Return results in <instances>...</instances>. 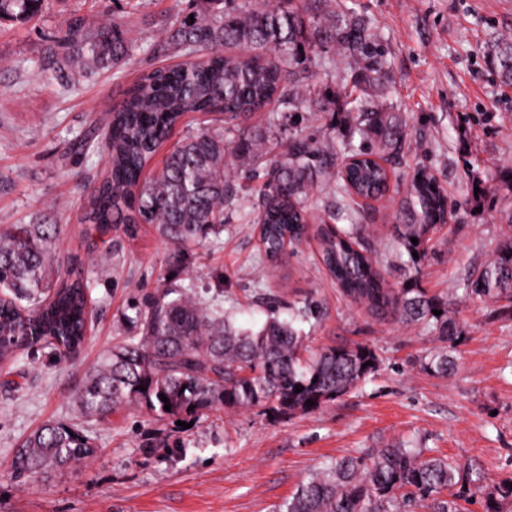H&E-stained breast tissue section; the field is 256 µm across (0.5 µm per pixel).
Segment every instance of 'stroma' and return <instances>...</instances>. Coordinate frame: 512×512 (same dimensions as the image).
<instances>
[{"instance_id": "stroma-1", "label": "stroma", "mask_w": 512, "mask_h": 512, "mask_svg": "<svg viewBox=\"0 0 512 512\" xmlns=\"http://www.w3.org/2000/svg\"><path fill=\"white\" fill-rule=\"evenodd\" d=\"M385 45L394 100L412 141L390 196L363 219L386 287L403 276L389 237L413 171L430 169L461 207L436 235L419 285L447 298L461 335L447 376L424 369L440 343L419 325L379 320L342 298L315 264L313 237L285 267L257 261L254 201L225 214L219 240L173 247L151 227L99 234L84 221L88 197L106 175L98 131L139 75L176 63L154 49L159 34L189 9L187 0H44L24 24L0 26V229L59 227L56 259L79 260L93 280L88 339L74 358L20 351L0 365V512H277L315 471L343 456L400 443L431 448L481 467L488 485L512 477V308L465 295L462 286L507 234L512 192V86L491 54L512 38V0H352ZM87 18L130 30L133 47L116 66L70 85L42 69L63 64L68 22ZM240 327L257 328L270 303L298 313L306 343L362 344L380 366L361 387L319 411L272 417L262 409L215 407L190 428L128 409L99 422L75 402L82 380L133 331L143 295L164 273ZM48 421L84 427L98 452L66 474L22 483L10 464L21 441Z\"/></svg>"}]
</instances>
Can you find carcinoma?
Returning a JSON list of instances; mask_svg holds the SVG:
<instances>
[{
	"instance_id": "obj_1",
	"label": "carcinoma",
	"mask_w": 512,
	"mask_h": 512,
	"mask_svg": "<svg viewBox=\"0 0 512 512\" xmlns=\"http://www.w3.org/2000/svg\"><path fill=\"white\" fill-rule=\"evenodd\" d=\"M196 1L203 7L184 14L159 41L183 61L142 75L113 113L105 133L107 175L90 193L86 221L98 229L122 224L132 237L149 226L179 251L219 236L224 210L255 194L260 262L281 264L286 245L307 233L305 202L328 187L323 212L332 224L318 234L321 268L373 315L421 324L439 341L453 342L459 329L448 302L419 287L434 234L455 207L428 168L414 171L394 213L398 245L407 255L403 287L384 286L362 225L336 227L362 216L359 198L383 195L390 186L387 165L411 146L392 102L384 45L367 18L348 0H190ZM42 2L0 0V23H26ZM65 40L76 44L67 59L73 79L116 64L132 49L121 26L87 19L71 23ZM330 50L346 59L334 86L318 81V70L333 63L324 56ZM493 61L512 84L511 40L495 46ZM338 100L347 111L343 137L333 127L283 135L279 116L334 112ZM189 112L204 116L197 130L171 146L156 174H145ZM257 112L268 113L267 124L251 123ZM56 237L55 224H15L0 232V362L35 345L66 359L86 339L92 281L55 270ZM464 293L512 303L511 236L464 283ZM134 328L78 389L84 415L104 420L133 407L158 419H197L215 406L311 413L359 388L379 367L365 345L309 351L303 331L274 308L259 329L238 328L179 285L148 295ZM449 363L444 347L423 368L446 376ZM309 399L315 405L307 406ZM95 454L87 431L49 421L19 447L13 474L29 480L63 472ZM474 504L482 512H505L512 483L488 489L478 468L392 446L336 460L300 484L279 512H471Z\"/></svg>"
}]
</instances>
